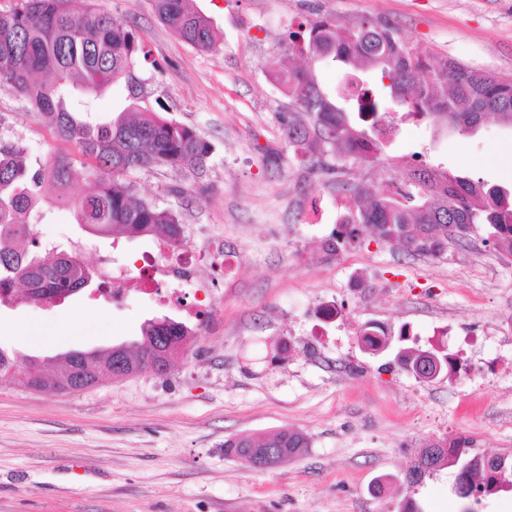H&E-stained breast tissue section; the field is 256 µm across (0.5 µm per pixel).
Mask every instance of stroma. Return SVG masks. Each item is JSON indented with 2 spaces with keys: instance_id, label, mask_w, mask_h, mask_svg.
I'll list each match as a JSON object with an SVG mask.
<instances>
[{
  "instance_id": "35a3bbf8",
  "label": "stroma",
  "mask_w": 512,
  "mask_h": 512,
  "mask_svg": "<svg viewBox=\"0 0 512 512\" xmlns=\"http://www.w3.org/2000/svg\"><path fill=\"white\" fill-rule=\"evenodd\" d=\"M223 35L203 53L157 19L153 0H97L127 21L155 59L144 67L152 111L194 128L212 146L202 175L136 173L137 197L176 212L185 249L199 254L203 318L186 355L165 374L102 377L78 392L30 391L0 381V512H512V490L459 499L455 471L416 483L408 474L430 442L465 436L473 453L512 458V264L476 229L439 259L364 239L327 244L347 208L330 175L295 158L279 115L291 110L272 78L288 68L287 30L307 18L393 26L424 54L512 76V0H194ZM372 165L342 179L384 187L402 181L406 156L423 153L491 185L512 187V128L485 121L462 136L403 123ZM0 134L34 157L68 151L42 116L0 87ZM40 241L77 242L88 262L131 271L149 237L96 235L71 211L47 206ZM343 303L318 323L324 301ZM75 316L79 332L44 342L32 328ZM179 319L176 307L131 299L112 306L87 292L63 303L16 298L0 305V346L38 357L102 350L138 339L143 323ZM368 323L408 330L423 347H473V380L418 381L391 352L369 354ZM287 343L284 360L274 349ZM283 428L309 448L264 471L224 452L226 439Z\"/></svg>"
}]
</instances>
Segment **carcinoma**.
<instances>
[{
    "label": "carcinoma",
    "mask_w": 512,
    "mask_h": 512,
    "mask_svg": "<svg viewBox=\"0 0 512 512\" xmlns=\"http://www.w3.org/2000/svg\"><path fill=\"white\" fill-rule=\"evenodd\" d=\"M158 19L182 42L201 52L221 48L218 30L209 18L190 5L191 0H153ZM71 0H16L0 10V86H7L41 113L57 137L74 146L84 161L58 152L46 159H32L19 138L0 136V302L11 297L17 281L25 278L37 296L58 303L77 292L81 283L70 275V261L59 245L37 244L36 224L43 220L41 204L69 209L78 224L104 234L118 227L129 237L152 236L171 247L182 243L180 219L154 201L135 198V173L149 169L205 171L211 145L194 129L172 117L142 106L146 89L138 76L143 64H153L136 32L124 21L101 11L94 0L75 11ZM288 52L304 54L317 63L367 66L378 74L376 103L387 105L405 96L404 117L439 123L444 120L461 135L486 118L512 121V77L468 69L442 59L432 62L410 46L396 29L361 20L344 26L326 19L301 22L288 33ZM440 68L445 77L429 79ZM292 110L282 114L288 146L312 172L342 169L348 163H369L384 150L371 129L353 122L345 105L335 103L310 69L294 68L282 75ZM120 84L127 106L111 121H103L89 98ZM87 101L74 110L70 92ZM371 142L370 156L359 147ZM85 182L87 189L72 198L68 187ZM395 191L381 195L374 188L341 183L353 196L349 221L336 227L327 244L336 252L361 243L367 228L378 242L399 247L410 255L439 259L448 245L467 242L476 226H486L498 253L512 259V194L478 183L442 168L412 171L407 184H393ZM172 343L188 338L179 322L165 317L150 319L141 336L123 345L128 361H142L158 337ZM390 338L388 332L369 324L360 329L358 342L375 349ZM421 348H401L395 355L399 369L416 365ZM460 456L450 463L459 469L455 484L465 483L478 498L512 486V460L500 457L489 463L469 453L467 438L439 440ZM310 445L296 430L229 438L225 453L240 456L251 448H282L291 457Z\"/></svg>",
    "instance_id": "1"
}]
</instances>
